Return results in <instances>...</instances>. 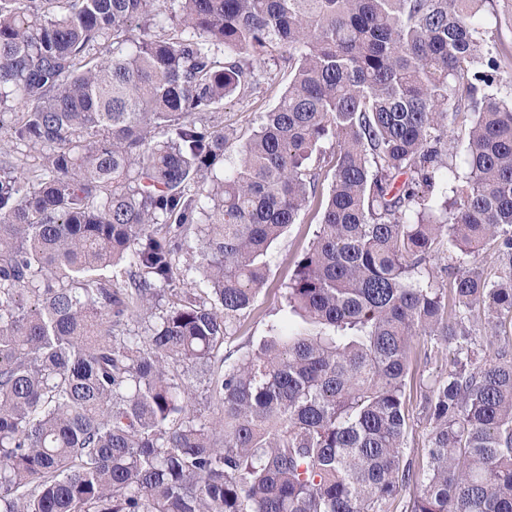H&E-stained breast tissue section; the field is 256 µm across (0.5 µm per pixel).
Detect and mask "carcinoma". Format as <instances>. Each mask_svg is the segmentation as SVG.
Instances as JSON below:
<instances>
[{"label":"carcinoma","instance_id":"obj_1","mask_svg":"<svg viewBox=\"0 0 512 512\" xmlns=\"http://www.w3.org/2000/svg\"><path fill=\"white\" fill-rule=\"evenodd\" d=\"M485 3L0 0V106L25 103L0 109V512H512V70ZM270 62L288 86L219 176L216 114ZM313 205L299 322L232 358ZM421 336L442 364L415 375ZM408 407H409V413L410 417H412L413 420V431L412 435L410 434L409 437V444L406 451V456L409 459H412L413 464L417 467L419 465H422L424 458H423V452L421 450V441H422V435L424 433V427L423 425L418 421V412H419V388L418 391H416L415 387L411 390V392H408Z\"/></svg>","mask_w":512,"mask_h":512}]
</instances>
